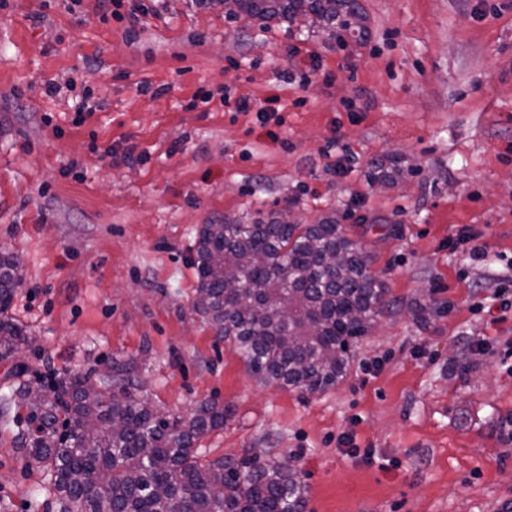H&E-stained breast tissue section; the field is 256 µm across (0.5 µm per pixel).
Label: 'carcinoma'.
Instances as JSON below:
<instances>
[{
  "mask_svg": "<svg viewBox=\"0 0 512 512\" xmlns=\"http://www.w3.org/2000/svg\"><path fill=\"white\" fill-rule=\"evenodd\" d=\"M228 13L263 22L312 18L331 37L363 28L358 0H222ZM392 158L371 165L373 182L403 176ZM198 307L217 336L235 345L264 382L309 394L336 385L386 305L384 283L345 225L326 218L290 224L281 213L250 222L226 217L203 224L194 238ZM21 282L18 257L0 250V358L27 342L10 314ZM26 368L11 372L5 405L25 406L21 451L49 477L58 512H304L297 473L249 458L204 462L199 438L224 427L231 413L204 403L188 417L162 418L138 394L131 367L106 380L91 369L42 388L28 400ZM112 471L99 488L92 476Z\"/></svg>",
  "mask_w": 512,
  "mask_h": 512,
  "instance_id": "cac0c4a2",
  "label": "carcinoma"
}]
</instances>
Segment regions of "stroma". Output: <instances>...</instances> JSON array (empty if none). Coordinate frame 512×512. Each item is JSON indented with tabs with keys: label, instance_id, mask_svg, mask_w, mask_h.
I'll list each match as a JSON object with an SVG mask.
<instances>
[{
	"label": "stroma",
	"instance_id": "stroma-1",
	"mask_svg": "<svg viewBox=\"0 0 512 512\" xmlns=\"http://www.w3.org/2000/svg\"><path fill=\"white\" fill-rule=\"evenodd\" d=\"M359 2L367 34L340 45L198 0H123L147 11L133 39L96 0H8L0 249L22 265L29 342L0 360V394L15 364L37 385L127 363L161 413L229 408L201 454L293 466L305 512L512 506V0ZM52 79L74 87L46 95ZM82 96L95 110L76 126ZM242 97L278 98L284 125ZM387 157L404 176L370 185ZM283 209L345 225L391 298L318 394L259 380L195 308L199 227ZM464 226L485 262L455 244ZM20 414L0 411V512H57ZM276 99H267L264 103H257L246 98H240L236 103V110L238 112H256L257 118L262 123H268L271 119L275 121L276 125H282L283 119L278 115L280 110L272 104L277 103Z\"/></svg>",
	"mask_w": 512,
	"mask_h": 512
}]
</instances>
